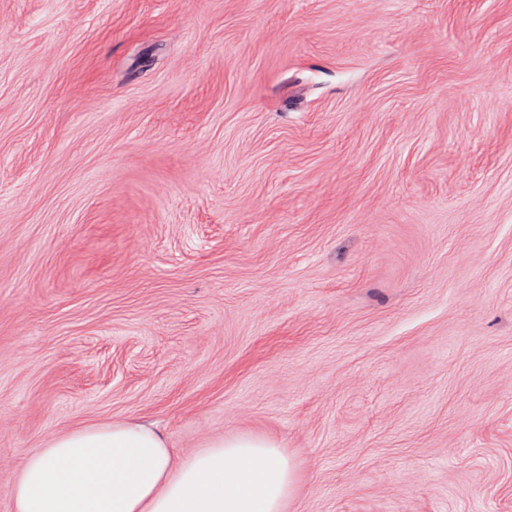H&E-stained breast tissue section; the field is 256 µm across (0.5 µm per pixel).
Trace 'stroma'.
<instances>
[{
  "mask_svg": "<svg viewBox=\"0 0 512 512\" xmlns=\"http://www.w3.org/2000/svg\"><path fill=\"white\" fill-rule=\"evenodd\" d=\"M117 419L512 512V0H0V512Z\"/></svg>",
  "mask_w": 512,
  "mask_h": 512,
  "instance_id": "1",
  "label": "stroma"
}]
</instances>
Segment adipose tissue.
Instances as JSON below:
<instances>
[{"label":"adipose tissue","mask_w":512,"mask_h":512,"mask_svg":"<svg viewBox=\"0 0 512 512\" xmlns=\"http://www.w3.org/2000/svg\"><path fill=\"white\" fill-rule=\"evenodd\" d=\"M293 484L270 440L218 437L181 457L162 431L124 419L34 449L14 477L13 512H283Z\"/></svg>","instance_id":"obj_1"}]
</instances>
